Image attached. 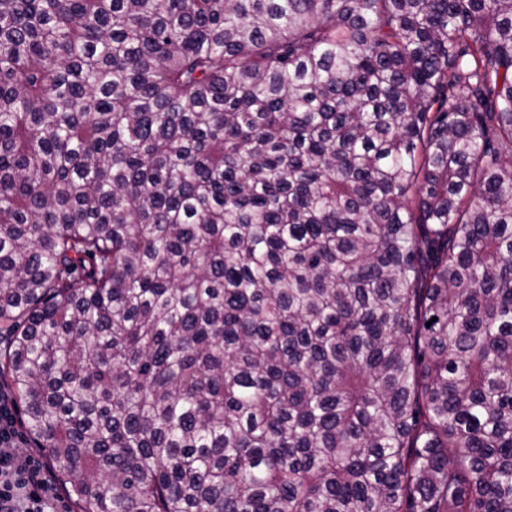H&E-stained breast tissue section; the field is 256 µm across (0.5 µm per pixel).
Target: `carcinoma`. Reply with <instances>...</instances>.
<instances>
[{
    "label": "carcinoma",
    "instance_id": "carcinoma-1",
    "mask_svg": "<svg viewBox=\"0 0 512 512\" xmlns=\"http://www.w3.org/2000/svg\"><path fill=\"white\" fill-rule=\"evenodd\" d=\"M0 383L74 512H512V0H0Z\"/></svg>",
    "mask_w": 512,
    "mask_h": 512
}]
</instances>
